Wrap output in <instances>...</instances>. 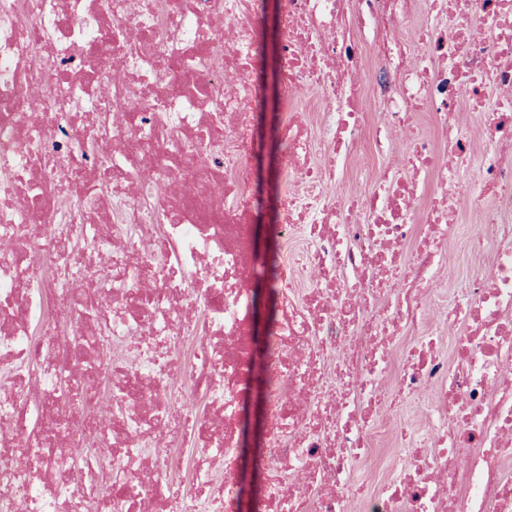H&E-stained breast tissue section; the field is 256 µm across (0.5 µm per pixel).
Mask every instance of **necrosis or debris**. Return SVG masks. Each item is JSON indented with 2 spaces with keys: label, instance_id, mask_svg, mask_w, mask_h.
Wrapping results in <instances>:
<instances>
[{
  "label": "necrosis or debris",
  "instance_id": "necrosis-or-debris-1",
  "mask_svg": "<svg viewBox=\"0 0 512 512\" xmlns=\"http://www.w3.org/2000/svg\"><path fill=\"white\" fill-rule=\"evenodd\" d=\"M429 11L282 0L270 430L244 493L260 0H0V512H512V0ZM467 106L486 154L462 184L438 143L471 156ZM452 202L494 251L449 341L424 317ZM402 146L400 144L399 150L390 158L386 160L379 159L373 156L369 151L363 150L355 155L349 162L350 171H354L358 168H369L374 171H379L386 163H395L399 160V155Z\"/></svg>",
  "mask_w": 512,
  "mask_h": 512
}]
</instances>
